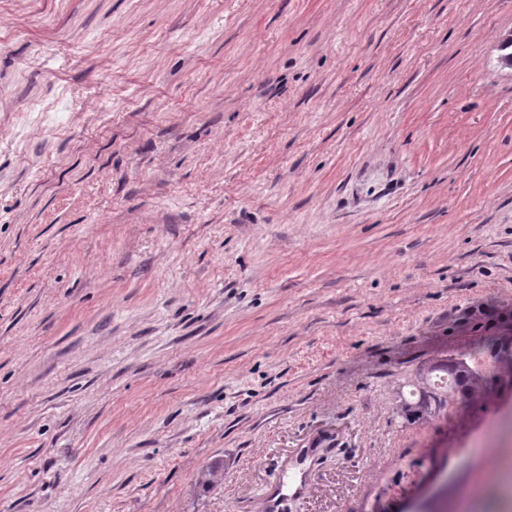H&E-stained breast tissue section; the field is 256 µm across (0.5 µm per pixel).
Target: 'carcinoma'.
Listing matches in <instances>:
<instances>
[{
    "mask_svg": "<svg viewBox=\"0 0 512 512\" xmlns=\"http://www.w3.org/2000/svg\"><path fill=\"white\" fill-rule=\"evenodd\" d=\"M489 361L500 371L512 367V340L490 337L482 342ZM409 396L398 392L404 403L396 415L409 423L439 418L448 414V407L469 406L488 394V376L482 369L464 358L450 357L419 367L414 379L408 382ZM224 464L211 463L205 467L201 481L215 486L222 478Z\"/></svg>",
    "mask_w": 512,
    "mask_h": 512,
    "instance_id": "carcinoma-1",
    "label": "carcinoma"
}]
</instances>
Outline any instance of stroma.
<instances>
[{
  "instance_id": "1",
  "label": "stroma",
  "mask_w": 512,
  "mask_h": 512,
  "mask_svg": "<svg viewBox=\"0 0 512 512\" xmlns=\"http://www.w3.org/2000/svg\"><path fill=\"white\" fill-rule=\"evenodd\" d=\"M512 0H0V512H512ZM223 460L210 490L204 466ZM482 347L487 348L488 359L495 363L494 370L511 368L512 365V340L510 338L490 337L482 342ZM405 386L412 387L409 398L399 390L404 406L400 411L395 409L397 417L409 423L447 416L448 407L469 406L486 396L489 389L487 373L458 357L420 366Z\"/></svg>"
}]
</instances>
